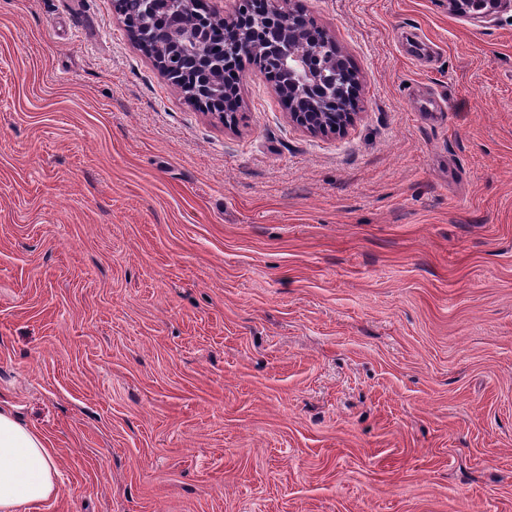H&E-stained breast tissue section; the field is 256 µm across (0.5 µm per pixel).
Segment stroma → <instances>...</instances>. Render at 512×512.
<instances>
[{
    "label": "stroma",
    "mask_w": 512,
    "mask_h": 512,
    "mask_svg": "<svg viewBox=\"0 0 512 512\" xmlns=\"http://www.w3.org/2000/svg\"><path fill=\"white\" fill-rule=\"evenodd\" d=\"M299 2L346 133L247 62L225 128L113 0H0V405L60 472L27 512H512V7Z\"/></svg>",
    "instance_id": "35a3bbf8"
}]
</instances>
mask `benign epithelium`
I'll return each mask as SVG.
<instances>
[{"mask_svg":"<svg viewBox=\"0 0 512 512\" xmlns=\"http://www.w3.org/2000/svg\"><path fill=\"white\" fill-rule=\"evenodd\" d=\"M165 16H154L130 30L135 43L153 59L155 67L173 81L174 71L168 55L149 40L153 26L161 33H174L181 47L195 54L200 80L188 85L186 96L215 112L222 98L234 97L238 80H228V71L236 61L246 58L264 71L268 63L278 66L275 92L288 97V117L311 133L325 130L344 131L357 116L356 98L336 101L341 89L339 72L346 65L333 35L317 36L303 25L292 0H237L225 12L226 27L220 36L219 53L211 52L212 35L202 27L180 23L191 0H166Z\"/></svg>","mask_w":512,"mask_h":512,"instance_id":"7a95c632","label":"benign epithelium"}]
</instances>
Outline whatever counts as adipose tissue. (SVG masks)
Masks as SVG:
<instances>
[{
  "label": "adipose tissue",
  "mask_w": 512,
  "mask_h": 512,
  "mask_svg": "<svg viewBox=\"0 0 512 512\" xmlns=\"http://www.w3.org/2000/svg\"><path fill=\"white\" fill-rule=\"evenodd\" d=\"M58 469L46 437L0 408V512L51 498Z\"/></svg>",
  "instance_id": "obj_1"
}]
</instances>
